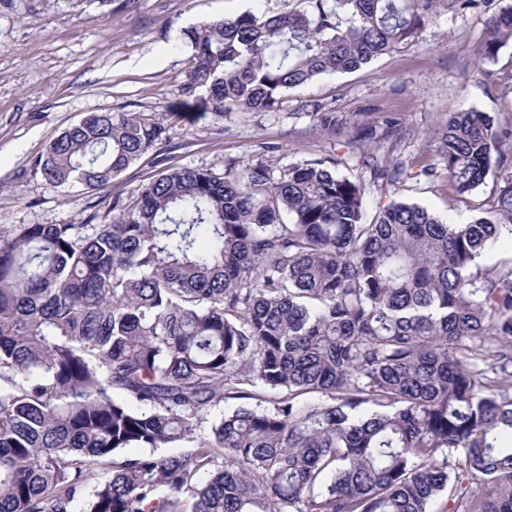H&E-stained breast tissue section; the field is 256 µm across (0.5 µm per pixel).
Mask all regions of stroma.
I'll use <instances>...</instances> for the list:
<instances>
[{"instance_id": "obj_1", "label": "stroma", "mask_w": 512, "mask_h": 512, "mask_svg": "<svg viewBox=\"0 0 512 512\" xmlns=\"http://www.w3.org/2000/svg\"><path fill=\"white\" fill-rule=\"evenodd\" d=\"M298 0H0V234L23 224L109 223L114 201H135L166 169H207L223 176L228 159L257 158L276 145L280 165L316 157L339 162V172L369 178L363 156L391 153L425 160L434 175L413 173L395 185L371 188L364 216L403 200L455 224L489 207L496 175L466 198L451 195L444 164L430 138L453 111L477 110L512 120V42L480 63L487 13L458 14L441 6L407 44L352 72L324 75L290 90L269 112L202 111L183 87L193 66L182 47L185 29L245 11L276 14ZM337 113L348 129L388 114L402 119L399 134L369 142L324 134L307 104ZM91 112L161 114L168 143L131 164L111 188L83 195L49 185L33 162L57 136Z\"/></svg>"}]
</instances>
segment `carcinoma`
Returning <instances> with one entry per match:
<instances>
[{"label": "carcinoma", "mask_w": 512, "mask_h": 512, "mask_svg": "<svg viewBox=\"0 0 512 512\" xmlns=\"http://www.w3.org/2000/svg\"><path fill=\"white\" fill-rule=\"evenodd\" d=\"M442 2L204 21L184 31L185 92L217 117L271 109L412 41ZM487 30L482 63L512 40L511 2ZM168 139L157 113L92 112L34 166L54 187L106 189ZM437 139L459 196L512 156V124L485 112L448 113ZM276 151L222 178L168 169L108 224L0 236V512H433L445 492L440 512H512V264L476 265L512 244V172L467 224L395 200L367 224L362 178L329 157L280 167ZM365 161L374 183L405 173ZM228 399L256 404L209 421Z\"/></svg>", "instance_id": "obj_1"}]
</instances>
